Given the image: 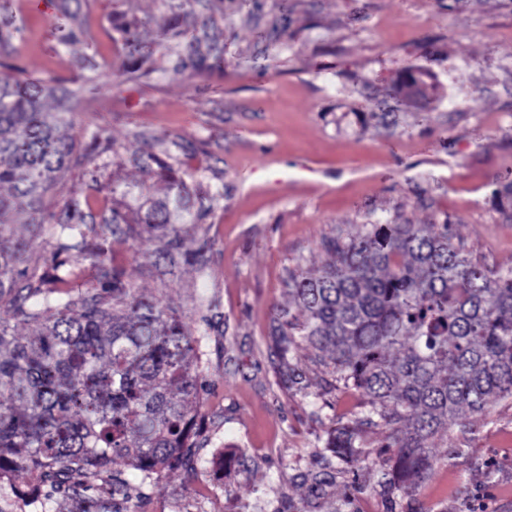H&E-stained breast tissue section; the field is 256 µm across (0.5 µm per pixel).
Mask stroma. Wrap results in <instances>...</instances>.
Returning <instances> with one entry per match:
<instances>
[{"mask_svg": "<svg viewBox=\"0 0 512 512\" xmlns=\"http://www.w3.org/2000/svg\"><path fill=\"white\" fill-rule=\"evenodd\" d=\"M0 0V77L38 78L46 109L86 156L44 197L78 204L89 242L71 296L117 270L176 308L196 340L209 426L196 471L146 486L144 512H512V401L434 442L415 491L352 467L325 494L310 474L336 425L368 398L327 355L283 362L272 338L290 273H316L325 243L369 224H444L491 270L512 265V0ZM135 32L136 48L126 44ZM429 70L427 103L400 98ZM195 189L184 227L203 264L161 259L139 226L112 238L113 211L159 202L154 158Z\"/></svg>", "mask_w": 512, "mask_h": 512, "instance_id": "1", "label": "stroma"}]
</instances>
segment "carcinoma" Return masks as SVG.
Here are the masks:
<instances>
[{
	"label": "carcinoma",
	"instance_id": "1",
	"mask_svg": "<svg viewBox=\"0 0 512 512\" xmlns=\"http://www.w3.org/2000/svg\"><path fill=\"white\" fill-rule=\"evenodd\" d=\"M43 80L0 78V485L15 477L0 512H125L168 472L197 466L206 431L192 413L198 395L195 340L177 310L142 294L114 271L104 293L73 298L71 257L78 211L42 207L77 150L45 109ZM190 188L167 182V202L146 226L166 251L183 247L194 223ZM11 224H56L54 286L38 274L33 242ZM316 276L288 278L290 302L273 313L285 358L304 343L330 354L329 368L369 398L366 421L381 430L390 457L372 454L360 424L334 429L336 458L378 468L386 484L415 490L431 472L437 436L512 399V267L486 270L456 247L448 225L372 224L330 240ZM23 324L22 338L15 327ZM134 484L112 475L114 459Z\"/></svg>",
	"mask_w": 512,
	"mask_h": 512
}]
</instances>
